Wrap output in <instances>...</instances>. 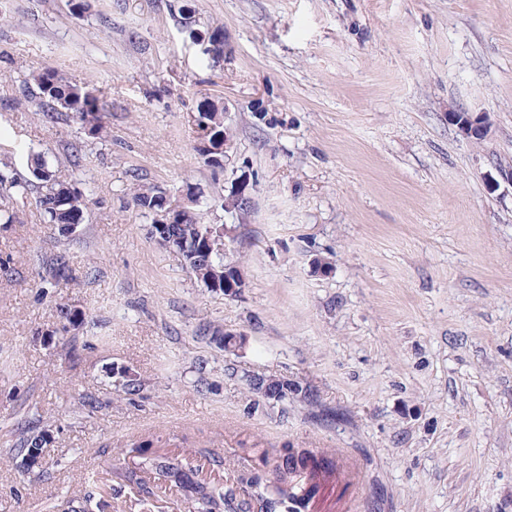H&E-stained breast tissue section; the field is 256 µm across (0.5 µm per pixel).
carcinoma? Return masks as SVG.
<instances>
[{
  "mask_svg": "<svg viewBox=\"0 0 512 512\" xmlns=\"http://www.w3.org/2000/svg\"><path fill=\"white\" fill-rule=\"evenodd\" d=\"M189 37L203 47V54L214 59L224 56V34L218 28L189 29ZM27 96L38 101L46 116L66 115L90 136L98 134L103 103L94 91L84 83L75 82L59 71L44 68L30 75L27 80ZM199 127L212 126L208 137L210 154L224 158V105L205 101L196 112ZM30 172L41 184L36 198L47 223L57 227L80 224L85 208L74 209L66 198L74 186L60 178L44 157L37 153L30 156ZM29 182L19 181L7 171L0 170V222L11 224L14 220L10 205L28 195ZM163 194L156 186H140L133 191V207L144 217L155 219L161 210ZM169 248L167 251L179 255L195 279L211 292L224 291V262L226 254L218 249L202 247L203 241L224 238V225L206 224L197 211L185 213L180 222L166 225ZM75 278V269L69 259L59 255L43 266V282L55 286L60 281ZM250 388L258 393L264 390L283 392L282 399L292 394L303 399L311 393L273 378L249 377ZM47 433L24 438L15 455L27 462L37 448H44ZM312 452L291 448L284 454L267 462L265 477H253L243 471L219 479L199 476V468L182 458L178 453H163L152 459L139 458L129 471V481L135 483L147 496L156 495L164 486L176 487L191 495L186 512H294L292 502L303 489L308 474L307 461ZM92 482L98 484V495L112 497L119 490L112 486V472L92 474Z\"/></svg>",
  "mask_w": 512,
  "mask_h": 512,
  "instance_id": "obj_1",
  "label": "carcinoma"
}]
</instances>
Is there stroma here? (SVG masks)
I'll return each instance as SVG.
<instances>
[{
  "mask_svg": "<svg viewBox=\"0 0 512 512\" xmlns=\"http://www.w3.org/2000/svg\"><path fill=\"white\" fill-rule=\"evenodd\" d=\"M169 2L0 0V160L26 180L41 153L89 198L65 232L31 196L0 224V512H141L91 471L123 482L142 442L251 469L333 454L337 512H512V0H189L224 31L217 60ZM47 67L94 85L99 135L27 100ZM206 99L235 134L221 170L194 150ZM454 110L489 113L485 140ZM244 174L235 218L221 203ZM140 185L174 204L193 186L205 222L234 225L240 295L151 240ZM58 253L79 279L42 287ZM251 376L314 398L271 403ZM26 421L48 433L30 470L12 454Z\"/></svg>",
  "mask_w": 512,
  "mask_h": 512,
  "instance_id": "1",
  "label": "stroma"
}]
</instances>
